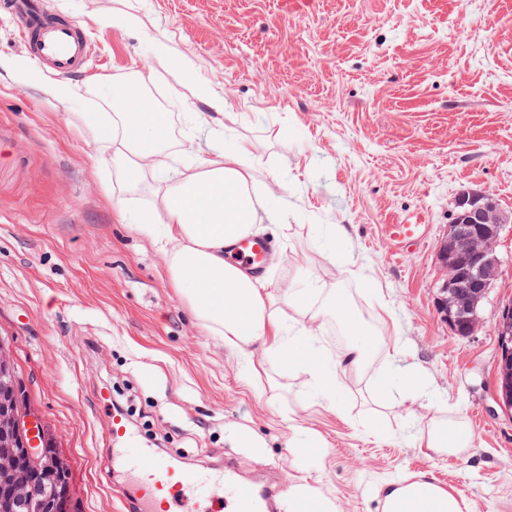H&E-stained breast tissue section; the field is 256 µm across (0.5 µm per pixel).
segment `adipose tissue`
<instances>
[{"mask_svg":"<svg viewBox=\"0 0 512 512\" xmlns=\"http://www.w3.org/2000/svg\"><path fill=\"white\" fill-rule=\"evenodd\" d=\"M128 112L91 113L93 124L116 128L103 143L113 159L124 162L130 180L145 172V161L163 155L162 126L166 113L147 108L137 112L138 127L122 135ZM255 158L247 144L222 160H202L165 194L150 212L140 234L153 239L166 258L170 280L188 300L196 318L225 347L235 351L242 368L256 373V355L280 361L316 382L324 399L335 401L339 386L334 371L307 363L300 352L312 346L307 330L290 331L273 309L264 279L247 274L224 257L225 247L253 234L262 201L250 188ZM419 441L438 452H463L471 437L463 424L433 422ZM387 512H461L457 499L432 483L409 485L393 481L385 486Z\"/></svg>","mask_w":512,"mask_h":512,"instance_id":"obj_1","label":"adipose tissue"}]
</instances>
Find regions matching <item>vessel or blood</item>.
Masks as SVG:
<instances>
[{
    "label": "vessel or blood",
    "mask_w": 512,
    "mask_h": 512,
    "mask_svg": "<svg viewBox=\"0 0 512 512\" xmlns=\"http://www.w3.org/2000/svg\"><path fill=\"white\" fill-rule=\"evenodd\" d=\"M1 11L13 19L33 61L64 77L86 70L93 47L78 24L45 13L40 0H0ZM424 229L420 219L409 217L388 225L387 232L394 243L401 244L419 238ZM270 250L266 240L252 237L240 240L233 252L235 260L260 274L268 265ZM109 440L113 449L128 452L137 487L134 495L121 499L119 512H193L191 501L202 494L219 501L222 512H274L278 483L257 488L233 480L228 468L203 473L177 467L142 443L121 412L110 417Z\"/></svg>",
    "instance_id": "vessel-or-blood-1"
}]
</instances>
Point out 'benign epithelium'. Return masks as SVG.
<instances>
[{
	"label": "benign epithelium",
	"mask_w": 512,
	"mask_h": 512,
	"mask_svg": "<svg viewBox=\"0 0 512 512\" xmlns=\"http://www.w3.org/2000/svg\"><path fill=\"white\" fill-rule=\"evenodd\" d=\"M509 215L493 196L467 191L459 195L448 232L437 252L442 278L438 310L459 336H471L480 325L478 307L497 280L499 245ZM498 337L500 378L512 385V303L494 326ZM17 385H0V485L6 490L0 512H18L39 500L37 473L43 470L41 418L16 398Z\"/></svg>",
	"instance_id": "7a95c632"
}]
</instances>
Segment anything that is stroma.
Returning <instances> with one entry per match:
<instances>
[{
  "label": "stroma",
  "instance_id": "obj_1",
  "mask_svg": "<svg viewBox=\"0 0 512 512\" xmlns=\"http://www.w3.org/2000/svg\"><path fill=\"white\" fill-rule=\"evenodd\" d=\"M85 27L89 72L68 100L9 69L28 54L0 15V342L25 401L69 467L70 512H116L128 482L112 454L109 391L174 464L238 480L287 472L289 487L342 512H384L397 477L442 481L462 512H512V410L496 403L494 323L512 301V234L471 336L437 310L438 242L465 191L512 213V0H44ZM136 26L118 24L124 13ZM178 127L181 169L247 143L261 222L276 252L265 278L282 305L302 292L335 368L340 409L308 376L260 360L247 384L234 352L193 315L166 259L136 230L173 170L131 185L98 158L81 121L110 112L132 79ZM211 97H195V82ZM224 103L211 108V100ZM423 214L421 239L386 225ZM350 309L394 358L382 375L345 360ZM463 420L472 444L437 453L418 436Z\"/></svg>",
  "mask_w": 512,
  "mask_h": 512
}]
</instances>
